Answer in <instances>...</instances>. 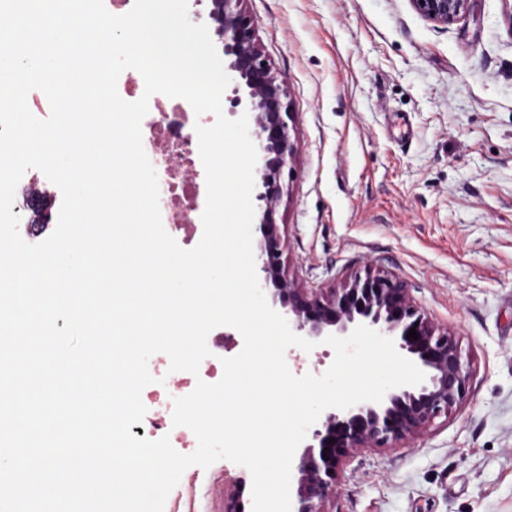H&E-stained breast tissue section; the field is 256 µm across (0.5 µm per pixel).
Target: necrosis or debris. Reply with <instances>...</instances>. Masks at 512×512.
I'll use <instances>...</instances> for the list:
<instances>
[{
    "label": "necrosis or debris",
    "instance_id": "necrosis-or-debris-1",
    "mask_svg": "<svg viewBox=\"0 0 512 512\" xmlns=\"http://www.w3.org/2000/svg\"><path fill=\"white\" fill-rule=\"evenodd\" d=\"M151 103L153 110L147 113L141 126L142 142L158 178L162 223L169 234L189 237L197 229L191 216L200 212L203 205L201 180L205 170L196 148V128L212 125L213 116L195 114L192 106L181 98L155 95ZM30 201L48 203L55 208L62 202L59 188L35 168L24 173L16 188L13 213L23 214ZM207 345L211 355L202 361L195 375L186 371L170 372L168 356H156L153 369L155 374L164 376L165 383L143 393L150 412L141 424L133 427V434L141 437L148 432L161 433L169 437L174 447L186 450L194 447L195 434L187 427L173 424V401L190 394L197 381L215 383L221 379L223 367L219 357L224 350V339L208 337Z\"/></svg>",
    "mask_w": 512,
    "mask_h": 512
}]
</instances>
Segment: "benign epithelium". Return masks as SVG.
Instances as JSON below:
<instances>
[{
	"label": "benign epithelium",
	"instance_id": "7a95c632",
	"mask_svg": "<svg viewBox=\"0 0 512 512\" xmlns=\"http://www.w3.org/2000/svg\"><path fill=\"white\" fill-rule=\"evenodd\" d=\"M208 2L211 37L222 46L230 77L225 89L228 114L248 116L257 149L259 180L252 201L262 213V241L255 267L269 305L282 308L292 331L314 342L329 335L346 337L357 326L367 325L392 339L396 350L425 374L421 384L393 388L379 403L329 408L320 415L311 442L293 458L291 507L292 512H328L326 503L336 493L345 459L367 448H393L423 432L464 399L470 372L455 336L435 325L402 280L368 271L337 288L308 295L289 277L276 228L267 223V215L282 198V189L274 187L276 178L294 155L291 113L282 103L284 89L253 41L249 20L237 9L240 0ZM409 2L425 20L446 29L466 14L469 0ZM412 328L416 340L407 338Z\"/></svg>",
	"mask_w": 512,
	"mask_h": 512
}]
</instances>
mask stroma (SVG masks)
I'll list each match as a JSON object with an SVG mask.
<instances>
[{
  "label": "stroma",
  "mask_w": 512,
  "mask_h": 512,
  "mask_svg": "<svg viewBox=\"0 0 512 512\" xmlns=\"http://www.w3.org/2000/svg\"><path fill=\"white\" fill-rule=\"evenodd\" d=\"M286 91L294 156L269 216L298 287L402 280L468 359L424 435L346 460L332 512H512V0L441 29L409 0H241ZM252 506L250 472L189 467L183 512Z\"/></svg>",
  "instance_id": "stroma-1"
}]
</instances>
